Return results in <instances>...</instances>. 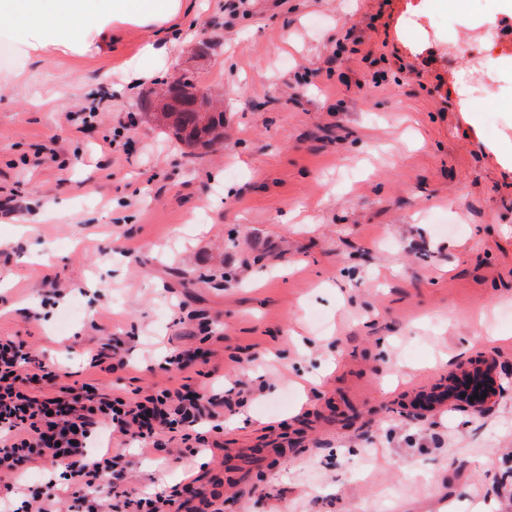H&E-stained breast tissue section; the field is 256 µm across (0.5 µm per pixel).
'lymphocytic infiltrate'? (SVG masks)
Returning a JSON list of instances; mask_svg holds the SVG:
<instances>
[{"instance_id": "1", "label": "lymphocytic infiltrate", "mask_w": 512, "mask_h": 512, "mask_svg": "<svg viewBox=\"0 0 512 512\" xmlns=\"http://www.w3.org/2000/svg\"><path fill=\"white\" fill-rule=\"evenodd\" d=\"M32 357L13 337L0 336V476L17 475L24 465L49 458L60 471L43 491L27 493L6 484L0 512H60L63 496L84 502L85 512H179L183 494L193 489L188 479L152 496L111 486L100 498L88 497L104 477L121 478L122 454L107 445L121 435L143 445H156L159 434L190 431L204 414L231 406L235 387L221 392H197L188 385L120 395L104 393L88 383L75 387L59 373L40 365L27 374Z\"/></svg>"}]
</instances>
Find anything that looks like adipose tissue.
Returning a JSON list of instances; mask_svg holds the SVG:
<instances>
[{
	"label": "adipose tissue",
	"mask_w": 512,
	"mask_h": 512,
	"mask_svg": "<svg viewBox=\"0 0 512 512\" xmlns=\"http://www.w3.org/2000/svg\"><path fill=\"white\" fill-rule=\"evenodd\" d=\"M187 9L186 0H0V24L28 57L95 54L135 27L147 33L143 54L161 59Z\"/></svg>",
	"instance_id": "ef3b65f1"
}]
</instances>
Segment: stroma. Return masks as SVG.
<instances>
[{"label":"stroma","mask_w":512,"mask_h":512,"mask_svg":"<svg viewBox=\"0 0 512 512\" xmlns=\"http://www.w3.org/2000/svg\"><path fill=\"white\" fill-rule=\"evenodd\" d=\"M164 81L220 97L224 142L191 152L154 121L155 83L83 99L0 92V336L105 390L173 387L166 356L206 352L201 486L224 512H512V10L493 0H193ZM144 30L107 55L0 73L32 90L125 77ZM62 215L40 222L42 203ZM212 323L185 336L181 310ZM111 344L125 368L84 370ZM495 364L480 417L420 399ZM123 484H181L164 453L113 440Z\"/></svg>","instance_id":"obj_1"}]
</instances>
